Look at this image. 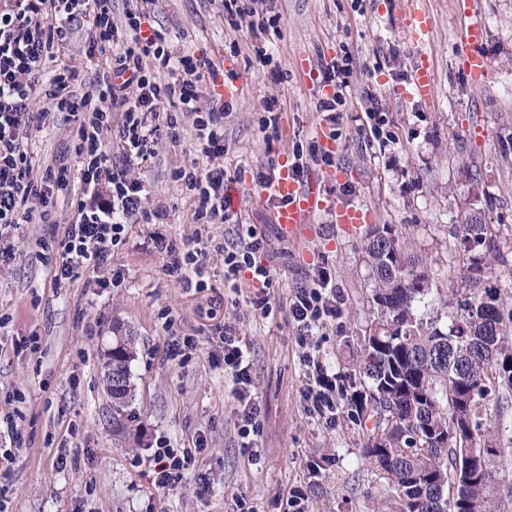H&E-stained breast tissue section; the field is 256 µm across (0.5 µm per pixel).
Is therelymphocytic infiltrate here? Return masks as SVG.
Masks as SVG:
<instances>
[{
  "mask_svg": "<svg viewBox=\"0 0 512 512\" xmlns=\"http://www.w3.org/2000/svg\"><path fill=\"white\" fill-rule=\"evenodd\" d=\"M155 2L135 0L118 24L112 19V0H0V261L12 259L19 225L52 223L60 191L74 180L81 192L71 202L73 217L57 250L55 284L107 264L113 246L125 239L129 223H164L165 209L153 205L142 181L113 163L105 144L113 142L126 158L147 160L161 135L176 137L184 115L193 119L206 163L178 168L175 181L191 192L196 220L241 224L242 215L224 190V104L217 98L205 106L200 103L203 81L215 76L217 67L208 56L177 49L165 30L143 32ZM211 2L232 27L248 29L259 62L270 63L266 37L279 31L282 16L269 8L268 0ZM78 23L85 27L84 54L97 62L91 75L82 67L56 63ZM349 65L345 57L321 60V82L333 93L318 100V111L334 112L345 105ZM161 72L166 80H158ZM39 101L45 107L38 112L34 106ZM57 114L65 116L72 142L47 164L28 142L33 131ZM152 243L172 256L174 268L183 270L185 287L202 277L204 254L193 241L179 247L158 234ZM265 251V238L251 227L245 236L225 245L224 281L231 291L240 290L246 275L260 287L271 284ZM343 302L324 268L312 285L295 289L289 299L298 342L304 348L306 410L329 425L341 410L337 376L306 346L315 329L339 315ZM213 333L224 346V365L232 373L241 405L238 434L243 447H253L261 424L250 359L230 325L215 326ZM195 454L192 448L157 449L155 488H181Z\"/></svg>",
  "mask_w": 512,
  "mask_h": 512,
  "instance_id": "1",
  "label": "lymphocytic infiltrate"
}]
</instances>
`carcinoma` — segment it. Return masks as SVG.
Wrapping results in <instances>:
<instances>
[{
    "instance_id": "carcinoma-1",
    "label": "carcinoma",
    "mask_w": 512,
    "mask_h": 512,
    "mask_svg": "<svg viewBox=\"0 0 512 512\" xmlns=\"http://www.w3.org/2000/svg\"><path fill=\"white\" fill-rule=\"evenodd\" d=\"M452 236L467 253L483 249L459 287H438L391 228L369 229L362 245L371 318L354 338L343 382L381 510L503 512L490 453L482 452L512 406V310L484 274L501 249L476 217ZM132 343L117 338L105 363L117 412L131 395Z\"/></svg>"
}]
</instances>
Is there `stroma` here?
Masks as SVG:
<instances>
[{"mask_svg": "<svg viewBox=\"0 0 512 512\" xmlns=\"http://www.w3.org/2000/svg\"><path fill=\"white\" fill-rule=\"evenodd\" d=\"M282 16L261 65L247 30L229 26L210 0H157L152 24L170 30L176 44L202 53L236 95L224 100V179L236 194L244 223L268 243L273 282L269 312L249 307L250 281L240 293L224 286V244L231 224H199L194 203L173 178L199 161L192 118L177 138H161L153 158L132 161L133 177L167 210L166 223H134L97 278L120 268V285L90 288L79 277L55 287V246L69 221L60 203L52 224H23L15 255L0 269V417L13 416L20 440L0 432V505L6 512H279L290 488L303 487L307 512H376L373 477L361 457V431L348 417L329 427L304 410L301 348L289 314L295 288L309 285L328 263L345 304L341 317L316 331L311 351L333 372L348 356L345 342L369 322L370 273L361 250L365 230L346 235L318 216L309 237L283 238L274 204L263 198L257 175L269 162L292 155L327 125L318 95L308 88L300 59H351L350 94L335 125L336 180L326 191L345 206H365L372 225L394 227L426 259L439 287L464 272L454 257L453 225L475 216L494 227L507 262L494 278L512 309V0H476L485 27L483 52L491 72L474 87L455 64L454 0H421L435 25L428 52L435 93L412 96L409 78L417 52L404 33L399 0H277ZM382 106L386 143L361 134L368 94ZM284 107L273 136L262 130L261 99ZM199 236L204 289L186 291L173 259L151 241ZM233 323L253 366L262 431L256 455L238 435L234 383L218 356L212 328ZM191 336L197 348L182 363L167 360L171 335ZM38 336L36 351L19 350ZM136 340L130 364L133 397L115 413L102 363L116 337ZM199 447L184 487L156 490L150 461L157 448ZM66 467H58V455Z\"/></svg>", "mask_w": 512, "mask_h": 512, "instance_id": "obj_1", "label": "stroma"}]
</instances>
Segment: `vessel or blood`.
<instances>
[{
	"mask_svg": "<svg viewBox=\"0 0 512 512\" xmlns=\"http://www.w3.org/2000/svg\"><path fill=\"white\" fill-rule=\"evenodd\" d=\"M403 7L407 37L418 48L410 81L411 91L413 96L427 100L434 93V78L426 53L432 20L418 0H403ZM457 21V59L474 76L486 77L489 61L481 51L484 30L474 15V0H457ZM263 194L275 200L273 222L281 235L291 240L305 239L314 217L326 211L330 212L333 224L342 231L356 228L370 219L365 208L332 203L317 181L300 179L292 163L286 159L279 161L278 173Z\"/></svg>",
	"mask_w": 512,
	"mask_h": 512,
	"instance_id": "vessel-or-blood-1",
	"label": "vessel or blood"
}]
</instances>
